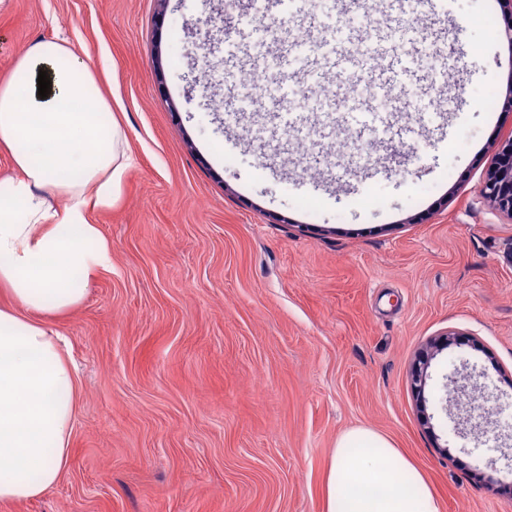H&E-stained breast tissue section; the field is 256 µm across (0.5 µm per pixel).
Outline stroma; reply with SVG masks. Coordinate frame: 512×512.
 <instances>
[{
  "label": "stroma",
  "instance_id": "obj_1",
  "mask_svg": "<svg viewBox=\"0 0 512 512\" xmlns=\"http://www.w3.org/2000/svg\"><path fill=\"white\" fill-rule=\"evenodd\" d=\"M223 5L0 0V81L33 40L67 39L132 157L117 201L91 216L110 265L50 319L80 377L69 466L0 512H323L336 441L355 427L421 469L442 512H512V221L480 196L512 135L500 0H384L366 34L288 10L299 49L267 77L283 88L273 131L237 79L270 48L261 5L234 13L213 84L198 82L192 28ZM446 31L438 74L423 52ZM316 39L330 55L396 49L422 82L393 90L385 123L355 96L305 146L295 104L348 97L303 50ZM448 332L461 338L416 398L411 369ZM466 373L494 432H458L448 388Z\"/></svg>",
  "mask_w": 512,
  "mask_h": 512
}]
</instances>
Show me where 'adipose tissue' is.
<instances>
[{
    "label": "adipose tissue",
    "mask_w": 512,
    "mask_h": 512,
    "mask_svg": "<svg viewBox=\"0 0 512 512\" xmlns=\"http://www.w3.org/2000/svg\"><path fill=\"white\" fill-rule=\"evenodd\" d=\"M51 81L38 94L39 72ZM96 80L71 43L36 40L0 82V502L53 488L69 464L77 379L64 339L42 318L86 297L111 262L93 212L111 207L131 158ZM325 512H441L424 475L367 428L336 442Z\"/></svg>",
    "instance_id": "adipose-tissue-1"
}]
</instances>
